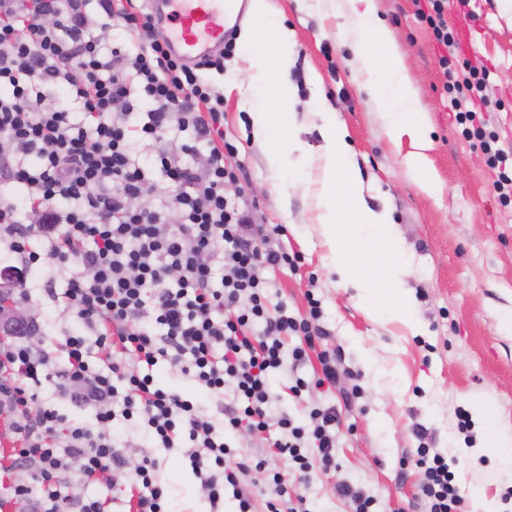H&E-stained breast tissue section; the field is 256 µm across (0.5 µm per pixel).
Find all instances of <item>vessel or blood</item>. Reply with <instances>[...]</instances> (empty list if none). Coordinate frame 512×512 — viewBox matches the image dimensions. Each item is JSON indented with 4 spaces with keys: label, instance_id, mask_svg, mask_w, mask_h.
I'll use <instances>...</instances> for the list:
<instances>
[{
    "label": "vessel or blood",
    "instance_id": "b4317fda",
    "mask_svg": "<svg viewBox=\"0 0 512 512\" xmlns=\"http://www.w3.org/2000/svg\"><path fill=\"white\" fill-rule=\"evenodd\" d=\"M152 21L170 53L194 65L224 46L229 17L224 0H148Z\"/></svg>",
    "mask_w": 512,
    "mask_h": 512
}]
</instances>
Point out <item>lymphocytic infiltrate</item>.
Returning a JSON list of instances; mask_svg holds the SVG:
<instances>
[{
    "label": "lymphocytic infiltrate",
    "mask_w": 512,
    "mask_h": 512,
    "mask_svg": "<svg viewBox=\"0 0 512 512\" xmlns=\"http://www.w3.org/2000/svg\"><path fill=\"white\" fill-rule=\"evenodd\" d=\"M96 2L100 29L135 36L136 54L93 34L87 6ZM448 0L418 10L443 53V89L450 111L496 173L493 189L512 202V153L499 148L481 112L490 71L470 67L459 80L450 60L460 54L456 29L444 19ZM0 182L23 185V203L0 197V252L8 264L12 302L28 297V276L67 270L63 297L86 327L67 336L64 361L32 348L26 335L0 344V446L10 449L5 479L29 512H105L103 502L62 494L63 476L79 462L78 484L113 483L126 465L112 433L116 418L141 423L155 447L186 449L210 512L232 494L238 512H252L244 482L256 463L230 462V436L277 430L273 449L294 463L297 481L336 465L335 408H318L309 421L288 414L271 419L284 340L299 337L291 356L302 361L315 336L321 304L309 299L305 317L273 303L267 273L295 268L299 256L268 244L245 192L224 193L235 180L219 147L224 98L198 72L172 56L149 13L129 12L122 0H0ZM66 86L60 103L54 87ZM210 150L200 165L159 151L169 186L157 193L140 141H174L184 132ZM156 195L150 207L135 201ZM166 360L215 396L234 400L210 415L157 383L149 369ZM77 406L92 405L94 426L70 421L38 398L43 383ZM425 480L418 495L429 512H462L464 497L447 459L418 446ZM156 462L135 468L129 512H166Z\"/></svg>",
    "instance_id": "f902f5d3"
}]
</instances>
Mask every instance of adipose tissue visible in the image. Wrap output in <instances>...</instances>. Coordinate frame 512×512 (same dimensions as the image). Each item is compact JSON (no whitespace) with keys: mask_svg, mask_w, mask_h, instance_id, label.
<instances>
[{"mask_svg":"<svg viewBox=\"0 0 512 512\" xmlns=\"http://www.w3.org/2000/svg\"><path fill=\"white\" fill-rule=\"evenodd\" d=\"M336 3L340 6H358L360 31L376 36L385 55L382 64H374L362 47L354 50L350 64L355 74L370 88L376 109L382 113L390 135L397 140L405 137L410 139L412 149L405 157L406 165L419 175L425 189L436 190L437 185L429 173L428 145L417 121L421 104L402 57L393 49L395 40L386 34L377 15L374 0H336ZM239 40L257 50L247 68L250 85L272 88L282 107L278 114L267 112L259 105L253 106L250 112L252 137L257 142L267 145L274 125H281L286 132L280 147L267 145L265 160L269 187L278 188L290 155H297L301 167L316 166L317 222L322 243L327 249L325 260L329 271L337 274L344 284L356 289L370 315L403 324L412 330L418 329L420 321L405 288L406 265L398 258L399 230L389 222L386 213L375 211L365 204L361 185L350 163V150L333 113H326L324 117V144L317 158L309 159L301 146L299 129L289 110L293 100L288 81V60L294 47L291 34L282 26L265 34L245 27L239 32ZM345 212L351 215V223H341L340 217ZM371 243L380 245L393 256L392 262L379 277L372 275L351 257L353 249Z\"/></svg>","mask_w":512,"mask_h":512,"instance_id":"obj_1","label":"adipose tissue"}]
</instances>
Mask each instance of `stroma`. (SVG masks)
<instances>
[{
  "label": "stroma",
  "instance_id": "1",
  "mask_svg": "<svg viewBox=\"0 0 512 512\" xmlns=\"http://www.w3.org/2000/svg\"><path fill=\"white\" fill-rule=\"evenodd\" d=\"M274 14L293 34L295 53L288 78L295 89L292 110L307 152L322 143L318 105L334 112L347 133L365 201L386 211L397 224L413 273L406 286L420 316L421 333L398 323L370 317L353 289L328 273L326 253L315 230L310 194L287 190L279 194L266 185L263 149L251 135L247 103L256 96L249 86L242 48L225 55L223 71H208L210 81L225 89L224 138L238 152L225 156L236 168L237 188L258 204L256 220L281 226L271 242L301 255L295 270L271 273L274 301L289 314L306 313L307 295L322 306L326 336L316 342L301 364L286 363L272 395V414L306 418L312 408L336 407V467L314 472L309 483L289 482L288 492L306 498L310 512H351L339 499L336 483L347 481L375 498L377 512H427L416 492L422 469L404 460L418 446L416 429H425L433 452L454 458L456 473L477 486L465 497L466 512H483L488 501H500L512 488L499 461L478 448L491 426H512V335L498 329L501 314L512 312V203L501 204L493 190L494 173L484 154L462 134V127L446 103L442 68L431 28L416 15L413 0H379L380 16L397 38L409 77L417 91L422 122L433 148L430 173L440 184L431 195L402 162L373 108L369 91L348 65L357 24L353 12L337 14L334 0H271ZM477 18L471 27L467 55L491 70L485 90L489 129L500 136L503 149L512 151V18L500 15L495 0H470ZM39 328L31 344L57 350L65 336L80 329L74 313L32 284L29 298L18 304ZM328 350L342 358L343 373L331 389H308L296 398L288 391L292 379L315 380L318 354ZM489 404L496 418L473 416L472 402ZM471 414V427H458L460 413ZM238 458L266 460L262 471H250L254 512H267L268 475L289 473L288 459L268 456L267 441L238 434L232 439ZM158 461L157 476L171 512H208L199 482L184 449L143 450L138 436H130L127 465L113 488L91 485V498H110L111 512H126L125 489L143 454Z\"/></svg>",
  "mask_w": 512,
  "mask_h": 512
}]
</instances>
